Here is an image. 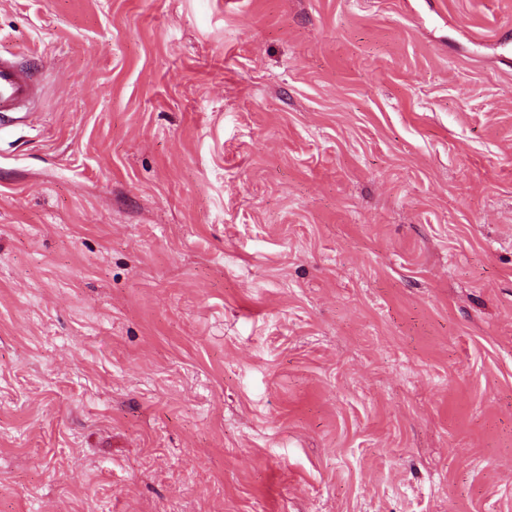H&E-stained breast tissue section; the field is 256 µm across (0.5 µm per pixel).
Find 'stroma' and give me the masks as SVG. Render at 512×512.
<instances>
[{"mask_svg": "<svg viewBox=\"0 0 512 512\" xmlns=\"http://www.w3.org/2000/svg\"><path fill=\"white\" fill-rule=\"evenodd\" d=\"M0 512H512V0H0ZM40 94L41 87L28 67L0 54V116L26 112Z\"/></svg>", "mask_w": 512, "mask_h": 512, "instance_id": "stroma-1", "label": "stroma"}]
</instances>
